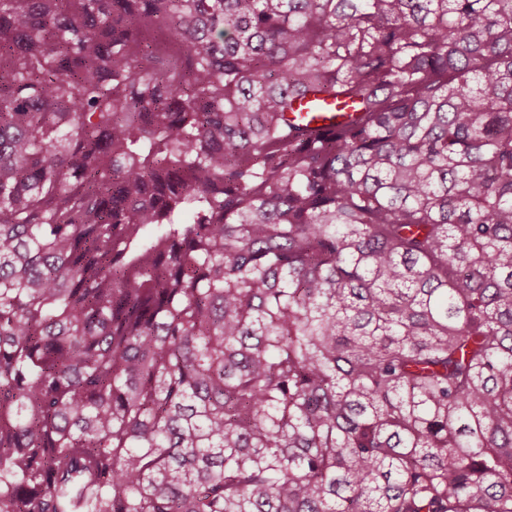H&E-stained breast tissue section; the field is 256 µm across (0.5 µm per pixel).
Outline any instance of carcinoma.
Listing matches in <instances>:
<instances>
[{
    "mask_svg": "<svg viewBox=\"0 0 512 512\" xmlns=\"http://www.w3.org/2000/svg\"><path fill=\"white\" fill-rule=\"evenodd\" d=\"M0 512H512V0H0ZM316 99L315 96L299 98L294 108L297 112H289L288 118L300 120L313 129L334 130L336 125L344 123L354 115V112H341L344 108H338L339 105L334 99L318 97L324 102L320 106L313 104Z\"/></svg>",
    "mask_w": 512,
    "mask_h": 512,
    "instance_id": "cac0c4a2",
    "label": "carcinoma"
}]
</instances>
